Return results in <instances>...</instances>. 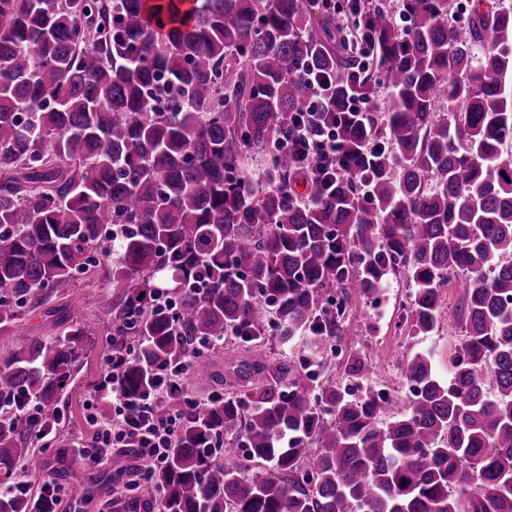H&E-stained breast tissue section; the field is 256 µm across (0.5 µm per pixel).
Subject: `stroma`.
<instances>
[{"mask_svg": "<svg viewBox=\"0 0 512 512\" xmlns=\"http://www.w3.org/2000/svg\"><path fill=\"white\" fill-rule=\"evenodd\" d=\"M95 281L85 279L65 296L56 300L57 306L67 312L71 320L84 326L87 334L83 346L85 354L82 367L73 381L72 397L64 412L69 417L65 429L50 437L46 447L34 449L32 463L27 470L31 483H39L48 473L65 470L62 485L65 496L58 502L59 512H121L128 504V497H113L111 503L89 498L88 492L95 481L106 476L109 464L87 467L72 457L63 456L62 451L71 447L74 440L91 441L93 429L87 421L89 411L87 395L100 378L108 353L106 337L102 332L103 321L97 311L91 293ZM410 290L402 276L390 278V286L384 302L378 306H367L365 314L351 316L344 325L343 350L357 352L374 366L373 383L379 388H394L401 382L400 365L409 352L432 351L440 375H447L461 347L464 337L454 319L461 296L460 289L452 288L442 301V319L439 331L429 336H408L395 331L403 306L409 299Z\"/></svg>", "mask_w": 512, "mask_h": 512, "instance_id": "1", "label": "stroma"}]
</instances>
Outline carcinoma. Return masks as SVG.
Here are the masks:
<instances>
[{"mask_svg": "<svg viewBox=\"0 0 512 512\" xmlns=\"http://www.w3.org/2000/svg\"><path fill=\"white\" fill-rule=\"evenodd\" d=\"M314 2L0 0V336L22 338L0 360V512H54L56 476L16 484L64 427L86 336L57 309L50 338L22 320L99 270L95 305L135 349L116 371L128 396L195 353L208 372L204 347L226 337L250 352L235 392L157 404L182 417L137 489L159 512H512V8L476 0L459 23L448 0H399L402 30L354 3L374 50L357 82ZM311 69L338 109L389 90L340 130L367 200L282 146ZM256 159L261 186L243 178ZM398 273L407 335L438 330L453 284L465 341L446 380L431 352L407 356L389 421L360 356L345 372L366 389L347 398L269 351L275 334L317 357Z\"/></svg>", "mask_w": 512, "mask_h": 512, "instance_id": "obj_1", "label": "carcinoma"}]
</instances>
